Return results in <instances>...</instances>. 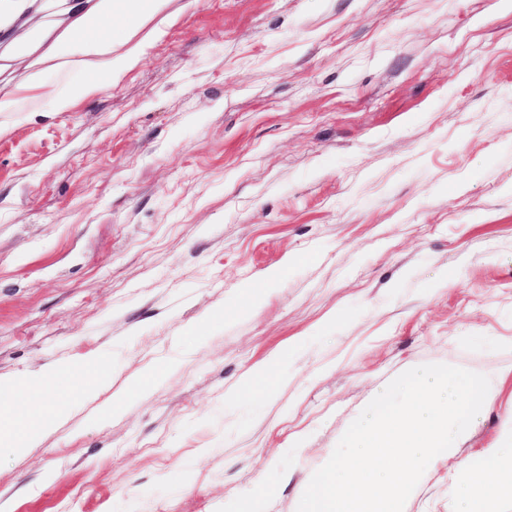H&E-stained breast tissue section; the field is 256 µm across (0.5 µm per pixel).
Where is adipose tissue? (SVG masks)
Masks as SVG:
<instances>
[{
  "instance_id": "adipose-tissue-1",
  "label": "adipose tissue",
  "mask_w": 512,
  "mask_h": 512,
  "mask_svg": "<svg viewBox=\"0 0 512 512\" xmlns=\"http://www.w3.org/2000/svg\"><path fill=\"white\" fill-rule=\"evenodd\" d=\"M170 0H0V71L28 60L24 82L0 84V113L17 112L22 102L39 105L51 99L54 111L65 112L94 92L111 88L115 78L138 61L127 43L150 17ZM123 50H116V43ZM55 68L82 67L83 80L65 90L48 85L45 63ZM100 361L82 368L60 365L48 373L1 383L6 405L0 406V446L14 451L34 444L56 421L48 399L62 381L81 388L83 379L102 377Z\"/></svg>"
}]
</instances>
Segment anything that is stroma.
Returning a JSON list of instances; mask_svg holds the SVG:
<instances>
[{
	"mask_svg": "<svg viewBox=\"0 0 512 512\" xmlns=\"http://www.w3.org/2000/svg\"><path fill=\"white\" fill-rule=\"evenodd\" d=\"M135 40L0 116V381L109 370L0 453V512H292L374 389L512 367V0H171Z\"/></svg>",
	"mask_w": 512,
	"mask_h": 512,
	"instance_id": "1",
	"label": "stroma"
}]
</instances>
